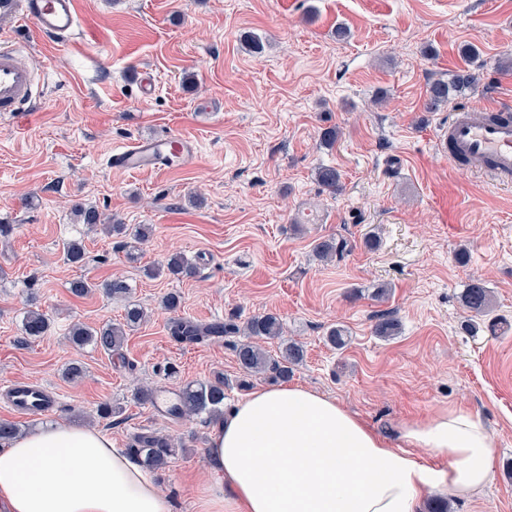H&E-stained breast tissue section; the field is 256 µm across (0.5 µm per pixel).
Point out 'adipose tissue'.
Returning <instances> with one entry per match:
<instances>
[{"label":"adipose tissue","instance_id":"ef3b65f1","mask_svg":"<svg viewBox=\"0 0 512 512\" xmlns=\"http://www.w3.org/2000/svg\"><path fill=\"white\" fill-rule=\"evenodd\" d=\"M401 440L393 447L317 391L256 389L212 428L196 512H419L425 493L474 495L492 478V436L468 411L407 425ZM418 448L445 466L424 464ZM0 512H171V504L107 432L48 423L0 445Z\"/></svg>","mask_w":512,"mask_h":512}]
</instances>
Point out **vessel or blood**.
I'll list each match as a JSON object with an SVG mask.
<instances>
[{
	"label": "vessel or blood",
	"mask_w": 512,
	"mask_h": 512,
	"mask_svg": "<svg viewBox=\"0 0 512 512\" xmlns=\"http://www.w3.org/2000/svg\"><path fill=\"white\" fill-rule=\"evenodd\" d=\"M56 42L73 38L81 27L77 0H0V113L18 112L35 100L39 80L13 39L25 24ZM448 162L467 166L500 184L512 183V107L492 102L479 110L455 109L443 131ZM189 139L179 134L141 138L107 158L110 167L141 172L167 167L174 159L190 160ZM14 413L39 415L49 401L40 387L8 388Z\"/></svg>",
	"instance_id": "vessel-or-blood-1"
}]
</instances>
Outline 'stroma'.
<instances>
[{
	"mask_svg": "<svg viewBox=\"0 0 512 512\" xmlns=\"http://www.w3.org/2000/svg\"><path fill=\"white\" fill-rule=\"evenodd\" d=\"M78 2L86 31L72 42L25 28L40 96L0 115V420L87 424L123 449L141 433L180 438L154 479L172 512H194L212 425L137 404L134 387L177 395L221 376L232 403L271 386L269 375L243 374L234 338L186 345L169 327L177 315L210 324L273 314L305 351L291 384L336 399L383 436L442 408L479 417L493 437V480L444 496L450 512H512V185L453 168L439 145L450 109L512 101V0ZM249 35L262 52L249 50ZM467 67L476 88L425 111L429 83ZM331 127L339 136L328 148ZM166 131L195 143L188 165L107 166L112 149ZM322 166L339 170L340 191L318 182ZM77 203L125 233L81 224ZM141 224L152 227L145 242L134 234ZM321 237L346 242L343 256L315 261ZM71 240L86 264L66 261ZM174 252L193 260L191 276H145ZM114 276L132 283L127 300L69 290ZM475 279L494 310L473 334L462 294ZM171 292L179 311L162 306ZM129 303L147 317L120 353L70 346L72 324L121 319ZM31 308L51 318L47 335L23 333ZM380 313L399 319L397 336L374 335ZM335 325L348 331L341 350L325 341ZM74 362L85 371L77 381L64 376ZM16 382L42 385L57 408L16 418L4 391ZM103 403L116 415L99 418Z\"/></svg>",
	"mask_w": 512,
	"mask_h": 512,
	"instance_id": "obj_1",
	"label": "stroma"
}]
</instances>
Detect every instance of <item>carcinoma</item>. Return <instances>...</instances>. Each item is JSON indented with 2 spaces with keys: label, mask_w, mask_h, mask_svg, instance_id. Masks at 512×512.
<instances>
[{
  "label": "carcinoma",
  "mask_w": 512,
  "mask_h": 512,
  "mask_svg": "<svg viewBox=\"0 0 512 512\" xmlns=\"http://www.w3.org/2000/svg\"><path fill=\"white\" fill-rule=\"evenodd\" d=\"M476 73L467 69L457 72L453 81L448 83L437 79L427 89L425 108L433 112L448 102L450 90L462 91L476 86ZM319 183L331 192L339 189V174L333 167H321L317 172ZM74 209L82 223L94 227L102 223L101 214L93 207L74 205ZM347 244L332 237L316 240L313 247L314 255L319 260H328L342 255ZM65 259L71 264L85 263V247L76 240L64 245ZM144 273L148 277L166 274L175 279L190 276L194 273L191 259L182 253H173L164 264L147 267ZM103 293L111 299H125L130 293V285L123 277H113L104 282ZM465 307L477 316L485 317L493 312L491 291L482 282L473 280L467 285L463 294ZM145 318L144 310L137 305L125 308L123 320L108 322L99 327H87L75 324L69 331L70 343L81 348L94 345L109 353L116 352L124 345L127 330L140 324ZM22 327L26 336L35 338L44 335L50 327L49 318L38 309H30L24 313ZM171 334L181 342L198 343L213 336H229L241 334L244 340L235 345L238 364L247 374L269 373L272 377L286 381L293 375L294 367L304 360L303 347L286 342L279 353L272 355L258 343L259 339H274L282 336L283 326L279 318L273 314L258 315L241 327L236 323L218 322L200 325L190 320L178 319L171 323ZM400 324L397 319L383 315L374 325L373 332L381 338H390L399 333ZM326 341L337 350L347 345V331L336 325L328 329ZM225 382H198L183 389L176 406L169 410V415L179 419L201 418L204 422H212L224 414ZM175 444L164 435L155 433L142 434L134 439L127 449V454L141 462L148 470L155 471L165 467L173 456Z\"/></svg>",
  "instance_id": "cac0c4a2"
}]
</instances>
